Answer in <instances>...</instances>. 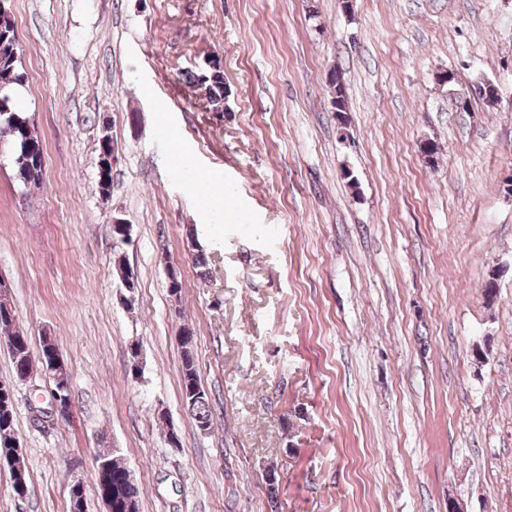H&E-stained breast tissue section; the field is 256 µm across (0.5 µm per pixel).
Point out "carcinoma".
I'll return each instance as SVG.
<instances>
[{
    "label": "carcinoma",
    "instance_id": "carcinoma-1",
    "mask_svg": "<svg viewBox=\"0 0 512 512\" xmlns=\"http://www.w3.org/2000/svg\"><path fill=\"white\" fill-rule=\"evenodd\" d=\"M28 73L21 60V48L13 17L0 15V149L10 155L18 180L26 187L38 186L46 176L45 161L41 137L32 116L17 104L18 91L27 85ZM187 81L202 90L209 110L219 112L224 106V71L203 78L191 70L187 72ZM112 139L105 134L98 144L97 185L99 192L107 196L112 188L111 157ZM12 326L13 336L9 337L15 378L27 379L33 371V352L30 336L16 321L9 300L0 301V329ZM180 345L183 349V369L181 391L183 403L197 427L201 430L211 428V410L206 391L199 382L193 353V330L185 325L181 328ZM55 381L52 397L70 395V372L62 365L52 371ZM14 400L8 394H0V459H13L10 469L15 493L22 496L28 489L27 470L21 449L17 447L14 430ZM97 462L112 468L113 501L117 507L112 512H139L141 493L133 490L124 493L121 477L126 465L113 453L97 457Z\"/></svg>",
    "mask_w": 512,
    "mask_h": 512
}]
</instances>
